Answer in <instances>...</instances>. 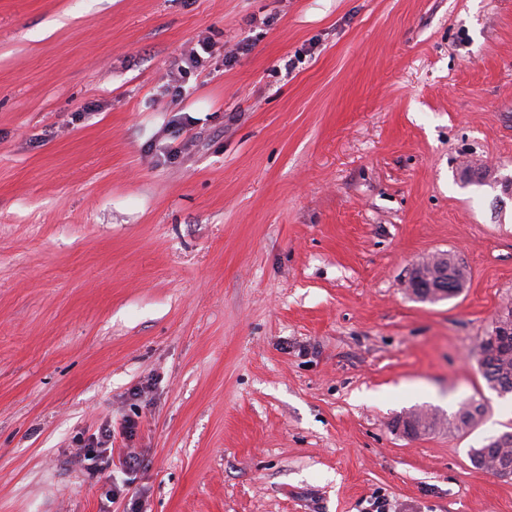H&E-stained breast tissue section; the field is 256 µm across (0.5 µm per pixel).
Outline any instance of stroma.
Masks as SVG:
<instances>
[{"label":"stroma","mask_w":512,"mask_h":512,"mask_svg":"<svg viewBox=\"0 0 512 512\" xmlns=\"http://www.w3.org/2000/svg\"><path fill=\"white\" fill-rule=\"evenodd\" d=\"M508 178L512 0H0V512H512ZM133 413L113 504L75 448ZM187 57L185 58V63L188 65L187 67H181L178 69L177 75H172L171 79H169V83L167 85V91L173 90L174 95H180L182 93V83L184 81L185 76L190 73L191 68H197L200 64L201 55L198 52L196 46L191 47L186 52ZM498 338L499 332L497 330L487 331L480 338L481 349L477 343L473 354L479 363L483 378L488 386L501 394L497 385L500 387L507 385L510 386V391L512 390V336L501 343L499 357L488 359H482L481 357V351L486 355L497 348ZM499 439L500 441L494 444L490 441L482 448L473 449L470 460L474 467L494 476H498L501 469L512 467V433L505 432ZM486 448L490 449L485 452Z\"/></svg>","instance_id":"obj_1"}]
</instances>
